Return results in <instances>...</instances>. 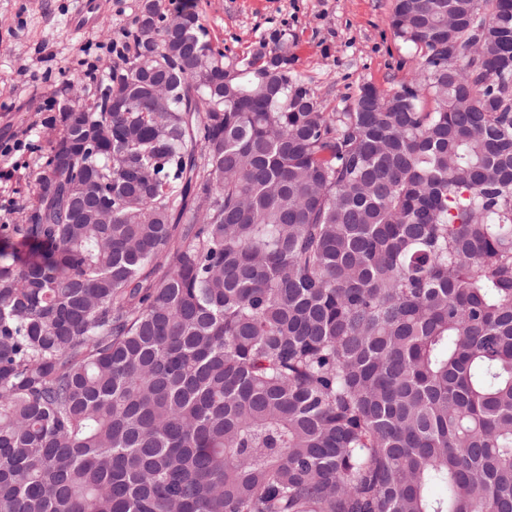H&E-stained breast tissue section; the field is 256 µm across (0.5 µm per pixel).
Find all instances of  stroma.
<instances>
[{
	"label": "stroma",
	"instance_id": "35a3bbf8",
	"mask_svg": "<svg viewBox=\"0 0 512 512\" xmlns=\"http://www.w3.org/2000/svg\"><path fill=\"white\" fill-rule=\"evenodd\" d=\"M83 0H0V248L26 252L23 223L61 133L51 103L66 83L92 102L121 64L141 0H100L83 27ZM395 0H191L225 63L287 48L289 67L323 111H350L361 86L389 93L422 52L390 25Z\"/></svg>",
	"mask_w": 512,
	"mask_h": 512
}]
</instances>
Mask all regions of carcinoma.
Returning a JSON list of instances; mask_svg holds the SVG:
<instances>
[{"label":"carcinoma","instance_id":"1","mask_svg":"<svg viewBox=\"0 0 512 512\" xmlns=\"http://www.w3.org/2000/svg\"><path fill=\"white\" fill-rule=\"evenodd\" d=\"M165 17L0 250V512H512V0H395L336 113Z\"/></svg>","mask_w":512,"mask_h":512}]
</instances>
